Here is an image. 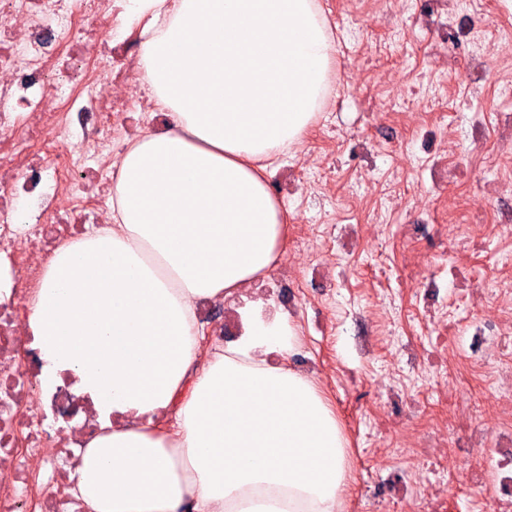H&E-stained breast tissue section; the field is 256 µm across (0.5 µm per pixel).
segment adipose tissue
<instances>
[{"mask_svg": "<svg viewBox=\"0 0 512 512\" xmlns=\"http://www.w3.org/2000/svg\"><path fill=\"white\" fill-rule=\"evenodd\" d=\"M132 3L146 88L180 130L130 142L111 228L57 250L27 322L43 383L72 374L100 417L71 492L85 512H339L346 441L289 363L299 325L257 312L239 341L205 350L195 310L264 279L282 252L268 163L328 92L318 0Z\"/></svg>", "mask_w": 512, "mask_h": 512, "instance_id": "ef3b65f1", "label": "adipose tissue"}]
</instances>
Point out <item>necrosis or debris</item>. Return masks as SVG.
I'll list each match as a JSON object with an SVG mask.
<instances>
[{
  "instance_id": "necrosis-or-debris-1",
  "label": "necrosis or debris",
  "mask_w": 512,
  "mask_h": 512,
  "mask_svg": "<svg viewBox=\"0 0 512 512\" xmlns=\"http://www.w3.org/2000/svg\"><path fill=\"white\" fill-rule=\"evenodd\" d=\"M128 0H0V255L12 271L0 291V512H84L69 488L79 451L101 424L69 377L40 384L43 360L25 312L40 269L61 243L112 225L106 206L127 142L178 129L172 110L143 91L142 43L127 31ZM494 304L499 315L469 343L474 369L491 371L499 412L480 403L447 430L414 436L389 458L415 487L394 512H441L451 490L490 493L491 512H512V282L457 285L452 296L417 290L421 318L441 325L431 352L411 355L418 381L445 390L448 306ZM469 448L465 486L455 487L444 448Z\"/></svg>"
}]
</instances>
